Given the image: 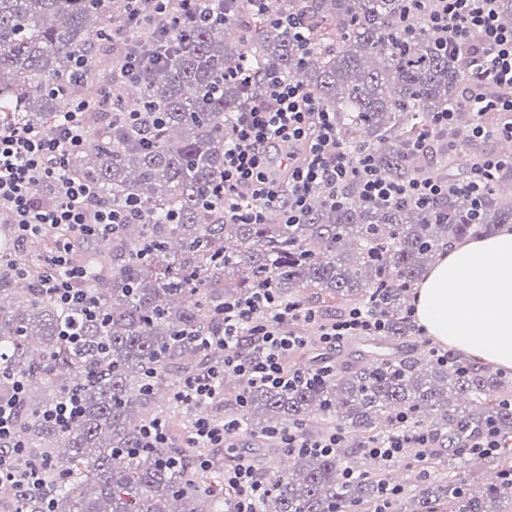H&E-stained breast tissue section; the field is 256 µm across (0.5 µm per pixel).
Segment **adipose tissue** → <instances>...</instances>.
<instances>
[{"label": "adipose tissue", "mask_w": 512, "mask_h": 512, "mask_svg": "<svg viewBox=\"0 0 512 512\" xmlns=\"http://www.w3.org/2000/svg\"><path fill=\"white\" fill-rule=\"evenodd\" d=\"M413 307L418 326L439 345L477 365L512 370V225L444 247Z\"/></svg>", "instance_id": "ef3b65f1"}]
</instances>
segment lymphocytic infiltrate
I'll use <instances>...</instances> for the list:
<instances>
[{
  "label": "lymphocytic infiltrate",
  "instance_id": "f902f5d3",
  "mask_svg": "<svg viewBox=\"0 0 512 512\" xmlns=\"http://www.w3.org/2000/svg\"><path fill=\"white\" fill-rule=\"evenodd\" d=\"M399 20L424 22L434 27L449 50L465 52L470 68L491 79L500 97L486 100L477 84L465 82L461 103L478 119L468 128L472 138L498 135L512 138V28L503 27L495 0H401ZM86 104L65 113L49 134L0 125V214L9 215L20 242L43 237L58 226H68L77 237L106 238L113 225L127 214L105 204L94 185L74 179L65 196L51 197L47 186L63 178L71 150L86 142L82 115ZM336 115L298 85L276 84L265 95L239 112L230 144L224 150V194L214 197L244 224L263 223L269 208H282L289 223H299L309 198L322 189L337 194L355 186L368 204H389L403 199L431 202L446 195L449 187L431 173L414 175L396 183L376 172L367 156L336 144ZM44 273L39 286L58 304L80 306L85 294L78 289L85 268L69 260V245L56 243L41 257ZM319 323L321 346L333 348L350 336L383 331L376 310L354 308L339 317H320L298 304L281 302L272 289L257 288L226 302L220 313L218 333L201 337L205 347L219 346L224 358L185 378L174 398L197 408L193 434L197 447H229L238 430L232 421L215 422L201 414L203 405L224 396V375L232 372L248 385L292 390L316 382L317 372L291 369L288 358L306 347L299 324ZM25 384L15 381L12 394L0 399V482L39 485L49 471L46 462L22 461L24 444L17 434V408ZM431 433L409 430L368 444L369 455L388 461L403 458L408 449L424 448ZM224 484L232 496L224 512H258L268 492L266 479L246 461L224 471Z\"/></svg>",
  "mask_w": 512,
  "mask_h": 512
}]
</instances>
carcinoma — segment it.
<instances>
[{"mask_svg": "<svg viewBox=\"0 0 512 512\" xmlns=\"http://www.w3.org/2000/svg\"><path fill=\"white\" fill-rule=\"evenodd\" d=\"M211 20L189 40L172 42L159 25L138 24L122 0H0V123L49 131L62 112L110 88L120 112H159L161 128L141 139L109 109L83 114L84 149L69 155L66 178L93 183L112 208L135 206V218L73 251L88 266L77 283L87 309L64 308L36 288L39 255L18 248L14 226L0 224V258L28 269H0V395L25 382L18 432L28 457L52 471L38 487L0 485V512H224V479L198 486L191 425L174 410L171 370L198 371L200 333L218 331L224 302L255 288L281 301L341 313L373 307L384 330L372 350L329 365L293 390L243 388L224 379V409L264 435L311 427L366 440L427 426L464 444L494 428L501 448L490 460L499 479L477 488L448 457V482L422 474L417 501L393 512H512V379L450 364L379 353L416 330L410 294L443 244L493 234L512 224V170L476 199L451 191L429 205H368L353 190L319 192L299 224H241L205 197L224 187V145L236 113L273 83L294 82L336 113L340 145L365 148L382 176L405 182L424 167L418 150L436 112L457 107L466 71L434 30L397 26L398 0H272L271 13L304 25L309 46L246 0H208ZM125 32L112 42L109 29ZM81 80L68 83L75 60ZM140 62L134 80L125 58ZM486 140L461 145L447 166H468ZM78 337L73 342L66 334ZM51 388L39 398L34 388ZM81 388L76 421L58 429L44 419L69 390ZM408 414L402 425L397 416ZM152 420L178 426L179 447L145 445ZM183 466H173V457ZM337 455L290 454L270 480L260 512H366L388 484L381 471L344 477Z\"/></svg>", "mask_w": 512, "mask_h": 512, "instance_id": "obj_1", "label": "carcinoma"}]
</instances>
